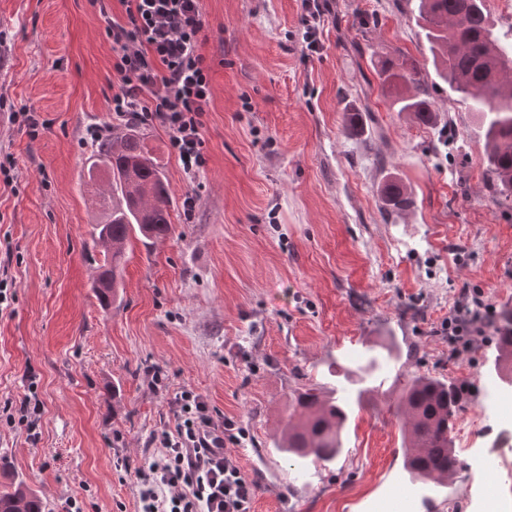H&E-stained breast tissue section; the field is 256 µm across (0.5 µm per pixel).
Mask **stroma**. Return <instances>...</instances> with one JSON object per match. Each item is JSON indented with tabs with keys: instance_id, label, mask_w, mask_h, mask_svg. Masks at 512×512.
I'll list each match as a JSON object with an SVG mask.
<instances>
[{
	"instance_id": "obj_1",
	"label": "stroma",
	"mask_w": 512,
	"mask_h": 512,
	"mask_svg": "<svg viewBox=\"0 0 512 512\" xmlns=\"http://www.w3.org/2000/svg\"><path fill=\"white\" fill-rule=\"evenodd\" d=\"M212 99L206 164L188 181L165 130L144 123L167 179L172 233L132 241L117 296L95 292L107 213L86 128L111 122L119 79L101 8L118 0H0V487L20 477L49 512H138L136 470L173 425L181 388L246 429L233 454L257 481L252 512H485L512 505V387L490 377L492 334L451 352L442 322L463 295L512 308V204L489 188L473 113L440 89L450 132L380 98L376 52L432 60L393 0H330L309 54L301 0H202ZM370 110L371 132L349 129ZM35 113L37 136L9 120ZM397 177L414 207L396 219ZM193 197V213L184 201ZM368 391L344 377L369 359ZM468 383L447 486L411 481L395 400L412 374ZM316 384L351 404L336 461L290 468L271 437L292 393ZM31 424L15 422L24 398ZM496 449L488 459V449ZM382 200L390 214L404 215L414 206V200L404 186L397 181H387L382 189Z\"/></svg>"
}]
</instances>
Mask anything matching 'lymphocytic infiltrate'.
Listing matches in <instances>:
<instances>
[{
	"label": "lymphocytic infiltrate",
	"mask_w": 512,
	"mask_h": 512,
	"mask_svg": "<svg viewBox=\"0 0 512 512\" xmlns=\"http://www.w3.org/2000/svg\"><path fill=\"white\" fill-rule=\"evenodd\" d=\"M119 3L122 17L103 18L120 80L113 117L164 128L186 178L195 179L206 164L202 129L211 99L201 0ZM492 318L482 300L460 303L444 325L453 354L469 353ZM173 414V427L153 439L156 460L139 474V512H251L256 484L230 452L245 430L187 388L176 394Z\"/></svg>",
	"instance_id": "1"
}]
</instances>
